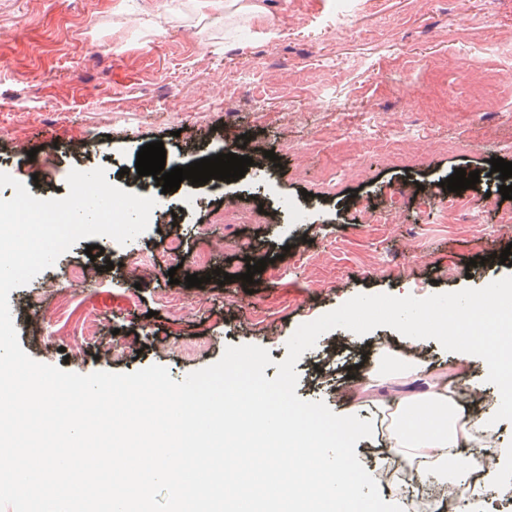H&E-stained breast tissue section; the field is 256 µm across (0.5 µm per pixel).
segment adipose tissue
<instances>
[{"label": "adipose tissue", "instance_id": "ef3b65f1", "mask_svg": "<svg viewBox=\"0 0 512 512\" xmlns=\"http://www.w3.org/2000/svg\"><path fill=\"white\" fill-rule=\"evenodd\" d=\"M459 383L429 370L420 357L385 349L371 360L369 370L359 380L353 394L356 406L373 407L378 419L367 428L354 416L338 419V436L352 438L368 432L393 450L399 466L416 479L434 478L458 492L459 512H468L487 481L497 477L503 462L512 460V448H493L494 428L481 403H468L460 382L468 378L461 369ZM490 445L489 453L477 457L470 481L456 477L454 464L461 449L477 444Z\"/></svg>", "mask_w": 512, "mask_h": 512}]
</instances>
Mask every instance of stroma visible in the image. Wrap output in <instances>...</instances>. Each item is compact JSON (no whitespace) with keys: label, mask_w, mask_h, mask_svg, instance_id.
I'll return each instance as SVG.
<instances>
[{"label":"stroma","mask_w":512,"mask_h":512,"mask_svg":"<svg viewBox=\"0 0 512 512\" xmlns=\"http://www.w3.org/2000/svg\"><path fill=\"white\" fill-rule=\"evenodd\" d=\"M239 2L0 0V172L32 196L65 197L66 172L97 168L125 191L160 194L132 176L153 141L182 163L242 134L255 158L276 155L262 175L162 193L129 245L79 240L13 289L14 326L34 360L82 375L159 364L179 380L228 345L252 344L268 350L271 379L298 326L356 295L425 298L512 275V265L483 259L512 243V223L500 221L512 200L489 175L491 159L512 162V78L498 99L474 93L491 48L512 45V0ZM50 131L75 148L57 154L59 176L36 178L25 158ZM394 139L396 156L382 157ZM458 168L481 178L457 194L443 182ZM172 240L183 263L166 255ZM90 243L100 257L86 255ZM131 247L155 264L129 274L121 263ZM269 253L278 261L252 288L209 276L215 266L245 272ZM191 274L207 277L205 290L173 288ZM173 291L191 312L166 306ZM38 306L45 321L32 319ZM91 314L97 332L76 348ZM382 346L417 352L441 373L456 358L388 327L337 328L297 362V396L343 414L351 381L343 371L317 380L316 354L354 366Z\"/></svg>","instance_id":"1"}]
</instances>
